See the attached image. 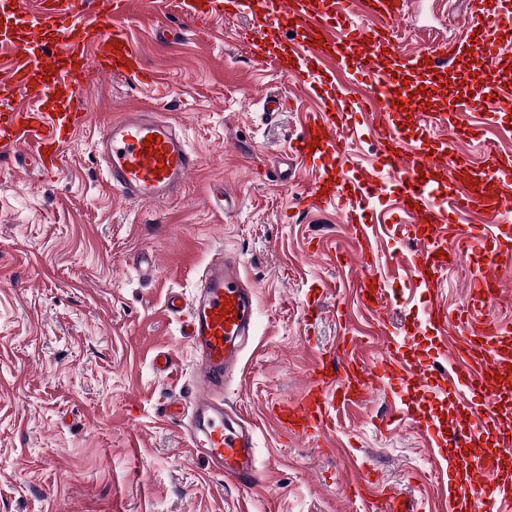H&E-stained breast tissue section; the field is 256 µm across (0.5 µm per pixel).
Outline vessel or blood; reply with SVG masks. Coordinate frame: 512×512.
Instances as JSON below:
<instances>
[{
	"label": "vessel or blood",
	"mask_w": 512,
	"mask_h": 512,
	"mask_svg": "<svg viewBox=\"0 0 512 512\" xmlns=\"http://www.w3.org/2000/svg\"><path fill=\"white\" fill-rule=\"evenodd\" d=\"M129 5L130 0H38L31 9L27 0H0V23L14 19L25 24L23 34L0 38V47L12 45L17 53L7 76L0 79L1 163L21 153L39 174L59 171L65 149L88 119L85 93L100 75L128 76L152 90L162 84V75L145 67L118 23ZM229 8L249 12L260 39L269 30L290 25L301 31L304 52L290 51L279 68L322 103L320 110L308 115L290 146L292 158L322 169L318 189L303 200L306 209L325 211L348 191L360 200L370 198L377 190L373 181L335 177L345 165L348 113L335 103L342 88L324 77L326 62L354 69L390 113L410 100L411 88L405 83L410 68L443 69L446 58L423 47L414 56L399 59L382 36L352 21L356 10L376 14L387 24L398 20L405 9L389 0H183L181 5L183 18L193 24L210 21ZM497 39L496 27L487 26L472 32L461 48L490 50ZM377 140L379 163L401 169L402 201L418 209L415 223L394 224L393 231L419 244L420 274L427 290H435L438 274L447 267L440 253L447 250L448 240L434 235L433 227L455 223L460 213L474 208L498 215L502 201L512 197V176L495 162L481 173H469L465 161L453 154L444 139L430 137L416 154H399V130L391 121L379 127ZM95 150L112 188L142 203L167 202L199 166L177 126L153 107L121 112L101 132ZM464 180L469 183L465 194L451 198L447 208L431 206L435 188ZM345 217L355 246L370 254L368 227L358 204L349 205ZM465 236L483 240L493 258H512V252L503 249L500 234L488 231L486 225H469ZM356 288L364 307L381 308L379 279L364 275ZM500 288L494 274L480 272L470 278L466 306L453 314L434 304L426 311L429 322L451 323L465 334L452 347L447 378L459 400L478 409L481 419L469 429L477 436L498 435L499 398L512 388V338L491 329L486 318ZM167 307L182 317L181 334L195 355L191 392L187 399L171 403L168 417L212 471L238 484L253 485L259 474L255 426L248 419L232 418L224 407V378L240 365L256 318L253 293L244 282L238 257L224 252L214 255L192 298L171 294ZM342 343V350L317 354L297 398L270 407L283 434L319 445L335 425L337 404L358 402L382 378L420 396L440 390L428 376L426 362L400 360L394 342H385L381 360L371 365L361 351L362 339L346 336ZM498 437L499 449L474 457L472 471L449 486L448 512H512V470L502 465L504 449L512 439Z\"/></svg>",
	"instance_id": "obj_1"
}]
</instances>
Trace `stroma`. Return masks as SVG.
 Listing matches in <instances>:
<instances>
[{
  "instance_id": "stroma-1",
  "label": "stroma",
  "mask_w": 512,
  "mask_h": 512,
  "mask_svg": "<svg viewBox=\"0 0 512 512\" xmlns=\"http://www.w3.org/2000/svg\"><path fill=\"white\" fill-rule=\"evenodd\" d=\"M498 6L417 0L389 37L403 57L440 43L451 52L472 20L494 23ZM121 23L144 64L167 78V97L103 76L86 92L89 119L59 172L0 167V512H373V502L348 489L354 463L417 512H438L457 464L485 446L472 439L466 449L433 455L443 436L467 429L459 399L437 394L423 417L411 392L374 384L360 407L337 409L325 451L284 437L267 412L271 401L300 394L312 358L344 332L373 334L365 350L372 363L387 338L421 358L447 353L456 339L452 330L428 326L417 256L392 230L400 178L377 162L378 112L352 113L345 150L347 173L371 175L379 185L363 216L391 301L374 314L355 297L363 269L341 209L306 213L301 200L317 173L288 157L319 101L274 63L253 57L252 16L227 14L186 32L180 0H139ZM493 77L487 59L455 58L439 80L414 91L410 115H395L406 128L402 148H415L420 123L437 117L438 134L471 170L494 159L512 170V117L501 113L487 124L482 109H459ZM272 95L289 107L268 114ZM150 100L200 158L183 194L159 205L111 189L94 152L114 114ZM478 123L484 137L474 141L467 131ZM489 140L496 152L486 148ZM282 161L287 180L257 175L258 167ZM219 187L231 193L233 208H212ZM225 250L239 256L256 305L255 334L224 386L227 410L258 425L260 481L251 487L211 471L163 416L186 394L194 366L166 297L173 290L192 296L202 268ZM142 253L153 260L147 277L129 262ZM480 269L504 285L488 317L512 334V265L490 264L478 244L469 245L466 266L443 272L435 299L451 311L461 307ZM312 299L318 311L311 315ZM160 351L172 355V373L155 371ZM396 411L401 421L379 431L377 418Z\"/></svg>"
}]
</instances>
